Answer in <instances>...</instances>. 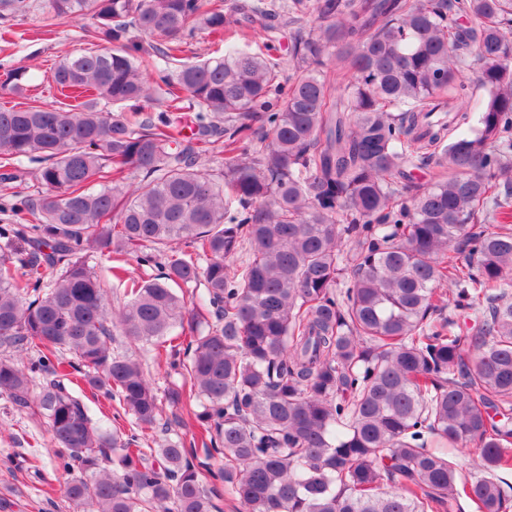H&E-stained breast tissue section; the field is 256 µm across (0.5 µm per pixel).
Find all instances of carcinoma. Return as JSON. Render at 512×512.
<instances>
[{
  "label": "carcinoma",
  "mask_w": 512,
  "mask_h": 512,
  "mask_svg": "<svg viewBox=\"0 0 512 512\" xmlns=\"http://www.w3.org/2000/svg\"><path fill=\"white\" fill-rule=\"evenodd\" d=\"M244 9L258 52L230 42ZM292 9L313 26L283 81L265 0H0L5 22L88 19L99 46L55 70L72 107L0 109V180L35 163L43 187L0 202V396L45 420L76 512L215 508L182 443L138 447L164 400L195 403L242 512H512V0ZM197 31L224 56L182 59ZM132 101L160 110L100 108ZM131 254L160 276L126 277ZM118 336L182 385L159 398ZM85 386L137 431L94 422ZM90 257L87 259V263L89 266L94 267V269L101 274L103 277L108 279L111 290H110V298L112 305H118L124 301L123 289L124 285H119L118 281L114 278L112 279L111 272L109 271V267H111L112 262L108 258L107 252L104 250L103 252L94 251L89 253Z\"/></svg>",
  "instance_id": "carcinoma-1"
}]
</instances>
